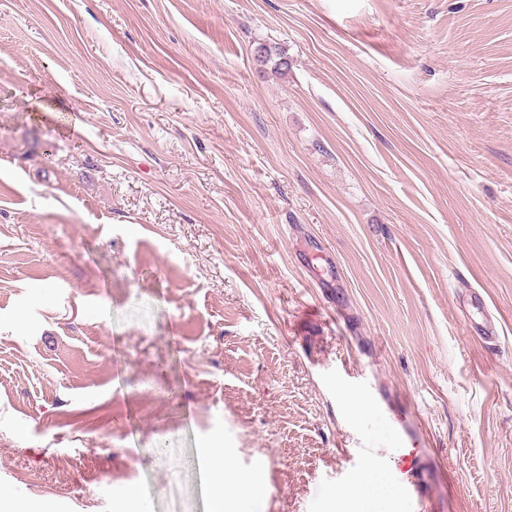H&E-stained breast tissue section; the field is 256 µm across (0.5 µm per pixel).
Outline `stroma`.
<instances>
[{"mask_svg": "<svg viewBox=\"0 0 512 512\" xmlns=\"http://www.w3.org/2000/svg\"><path fill=\"white\" fill-rule=\"evenodd\" d=\"M410 437L512 512V0H0V488L336 512ZM201 461L210 465V512H246V503L252 501L249 488L252 482L241 476L232 463L224 459L223 450L204 443L198 450Z\"/></svg>", "mask_w": 512, "mask_h": 512, "instance_id": "1", "label": "stroma"}]
</instances>
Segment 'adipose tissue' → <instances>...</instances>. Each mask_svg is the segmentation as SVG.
Listing matches in <instances>:
<instances>
[{"label": "adipose tissue", "mask_w": 512, "mask_h": 512, "mask_svg": "<svg viewBox=\"0 0 512 512\" xmlns=\"http://www.w3.org/2000/svg\"><path fill=\"white\" fill-rule=\"evenodd\" d=\"M198 457L210 466V512H246L245 505L251 500L250 480L235 470L217 445H201ZM351 502L358 506L359 512H402V502L395 489L373 464L363 470L352 490L336 496L340 507H347Z\"/></svg>", "instance_id": "adipose-tissue-1"}]
</instances>
